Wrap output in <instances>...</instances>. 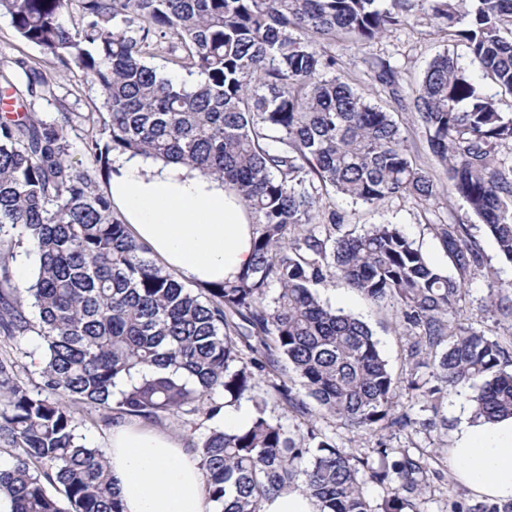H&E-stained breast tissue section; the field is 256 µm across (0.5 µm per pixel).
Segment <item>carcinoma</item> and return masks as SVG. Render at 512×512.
<instances>
[{"mask_svg":"<svg viewBox=\"0 0 512 512\" xmlns=\"http://www.w3.org/2000/svg\"><path fill=\"white\" fill-rule=\"evenodd\" d=\"M0 0L18 36L53 63L99 85L106 115L57 112L40 70L25 90L0 72V92L23 111L0 119V331L37 336L38 381L0 355V497L12 512H123L104 451L77 433L78 408L109 420L198 426L250 395L248 426L211 430L191 444L205 471L214 512H262L270 496L301 485L320 512H421L428 458L379 442V464L346 453L313 427L291 435L266 415L255 391L263 377L285 413L307 424L315 411L352 430L417 431L398 410L397 381L369 325L323 303L315 288L333 280L376 305L396 308L412 338L408 357L432 368L444 390L466 387L474 417H512V350L472 325L450 320L481 260L465 224L430 229L456 275L433 264L395 224L343 233L345 216L326 211L337 194L375 205L390 198L426 211L457 194L512 262V116L485 95L475 73L512 95V0ZM423 14L450 40L467 44L470 67L435 57L411 103L387 64L368 62L371 79L396 108L414 112L448 183L420 167L393 112L341 76L319 43L338 35L366 45ZM167 62L199 80L165 78L146 63L168 44ZM101 123L102 136L85 123ZM112 176L110 154L180 163L224 180L252 215L253 261L233 279L185 288L148 257L114 213L96 171L72 161L76 143ZM21 229L19 238L9 229ZM38 257L25 288L26 310L9 286L7 261L21 246ZM512 282L488 284V306ZM310 466L301 468L304 459ZM384 495L372 509L364 486ZM451 512H512V501Z\"/></svg>","mask_w":512,"mask_h":512,"instance_id":"1","label":"carcinoma"}]
</instances>
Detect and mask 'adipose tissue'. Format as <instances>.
I'll list each match as a JSON object with an SVG mask.
<instances>
[{"mask_svg":"<svg viewBox=\"0 0 512 512\" xmlns=\"http://www.w3.org/2000/svg\"><path fill=\"white\" fill-rule=\"evenodd\" d=\"M109 191L131 235L178 278L220 282L250 266L254 227L221 179L118 153ZM449 453L467 489L483 498L512 499V418L461 423ZM108 460L123 512H212L198 458L182 439L150 423L114 424Z\"/></svg>","mask_w":512,"mask_h":512,"instance_id":"obj_1","label":"adipose tissue"}]
</instances>
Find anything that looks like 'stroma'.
Returning a JSON list of instances; mask_svg holds the SVG:
<instances>
[{
	"label": "stroma",
	"instance_id": "35a3bbf8",
	"mask_svg": "<svg viewBox=\"0 0 512 512\" xmlns=\"http://www.w3.org/2000/svg\"><path fill=\"white\" fill-rule=\"evenodd\" d=\"M329 54L336 59V72L349 80L366 97L385 102V94L377 92L368 75L366 62L372 58L385 61L397 73L402 96H409L420 82L429 62L445 53L457 59L461 65H468L469 50L465 43L453 41L435 32L427 17H420L417 24L399 28L385 34L376 42L358 47L344 37L336 38L329 48ZM25 60L45 73L55 85L56 101L39 102L37 111L43 114L56 112L59 105H66L69 111L89 113L102 109L103 97L97 84L74 77L54 65L38 47L19 39L8 16H0V69L17 73L18 60ZM337 211L346 215L345 228L360 232L369 224L398 225L431 262L441 268L450 263L433 236L430 227L434 224L463 223L470 225L473 239L482 256L478 274L470 280L465 298L456 320L473 324L486 335L502 342L512 341V320H506L485 308L489 280L512 281V263L499 256L493 238L472 214L467 202L458 196H441L428 213H421L410 202L392 198L378 205L353 204L343 196H333ZM321 299L333 307L358 314L372 328L380 342L383 355L398 379L396 400L404 410L417 419L429 418V411L420 407V393L409 386L411 378L425 380L427 370H413L407 357L409 339L403 336L395 324L393 309L379 308L368 302L358 292L338 282H325L317 288ZM466 403L457 393L451 392L440 401L438 417L446 425L448 435L445 442H438L435 433L419 431L384 436H360L350 432L332 418H319L318 425L340 449L377 462L376 446L385 442L391 448H406L410 452L430 451L434 457L431 466L437 475L431 478L421 505L423 512H448V496L456 494L468 503H475L477 497L462 485H449L454 466L448 450L455 445L454 432L465 410Z\"/></svg>",
	"mask_w": 512,
	"mask_h": 512
}]
</instances>
